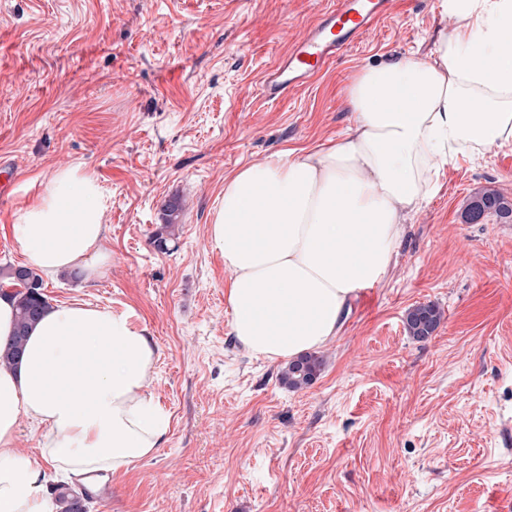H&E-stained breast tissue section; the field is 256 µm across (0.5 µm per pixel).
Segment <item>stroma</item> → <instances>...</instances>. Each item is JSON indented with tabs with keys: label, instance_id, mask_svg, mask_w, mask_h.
Instances as JSON below:
<instances>
[{
	"label": "stroma",
	"instance_id": "obj_1",
	"mask_svg": "<svg viewBox=\"0 0 512 512\" xmlns=\"http://www.w3.org/2000/svg\"><path fill=\"white\" fill-rule=\"evenodd\" d=\"M334 0H0V267L58 170L104 194L112 255L91 284L45 282L147 328V392L170 418L157 452L113 475L89 512H512V223H466L471 196L512 198V142L445 165L405 224L388 274L354 301L309 386L229 333L228 274L207 226L224 178L283 149H312L352 122L359 69L429 53L440 0H393L389 17L308 84L270 105L262 73ZM182 203L158 251L160 204ZM438 303L424 340L407 310Z\"/></svg>",
	"mask_w": 512,
	"mask_h": 512
}]
</instances>
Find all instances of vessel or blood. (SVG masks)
Returning <instances> with one entry per match:
<instances>
[{
    "label": "vessel or blood",
    "mask_w": 512,
    "mask_h": 512,
    "mask_svg": "<svg viewBox=\"0 0 512 512\" xmlns=\"http://www.w3.org/2000/svg\"><path fill=\"white\" fill-rule=\"evenodd\" d=\"M391 0H336L297 40L279 64L262 74L261 91L267 101L287 96L290 89L309 82L338 54L360 42L372 26L389 13Z\"/></svg>",
    "instance_id": "obj_1"
}]
</instances>
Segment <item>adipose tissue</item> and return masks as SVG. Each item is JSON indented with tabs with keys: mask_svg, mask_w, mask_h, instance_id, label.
<instances>
[{
	"mask_svg": "<svg viewBox=\"0 0 512 512\" xmlns=\"http://www.w3.org/2000/svg\"><path fill=\"white\" fill-rule=\"evenodd\" d=\"M441 13L450 25L428 55L360 68L342 136L225 178L208 240L229 274L230 334L252 355L291 360L334 339L448 160L512 141V0H441ZM105 215L94 176L68 167L14 235L43 278L76 273L87 284L110 267ZM156 362L152 336L127 316L48 307L19 363L0 365V512H56L49 477L85 483L161 448L169 417L146 392ZM25 421L44 429L39 458L16 448Z\"/></svg>",
	"mask_w": 512,
	"mask_h": 512,
	"instance_id": "ef3b65f1",
	"label": "adipose tissue"
}]
</instances>
